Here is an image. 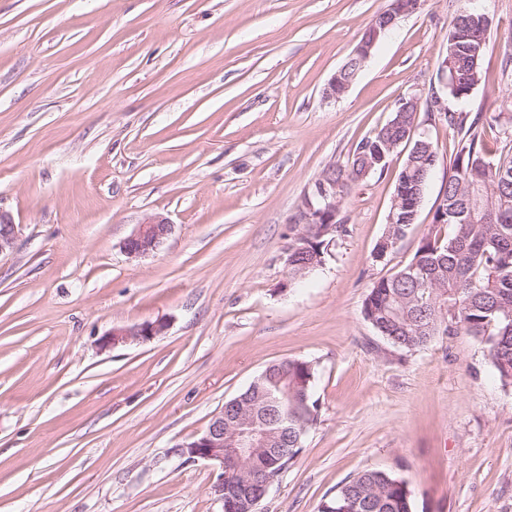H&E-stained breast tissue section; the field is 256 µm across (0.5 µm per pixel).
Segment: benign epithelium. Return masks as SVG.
Returning <instances> with one entry per match:
<instances>
[{
  "mask_svg": "<svg viewBox=\"0 0 512 512\" xmlns=\"http://www.w3.org/2000/svg\"><path fill=\"white\" fill-rule=\"evenodd\" d=\"M404 11V2L395 0L386 10L382 25L372 24L371 32L356 44L350 56L367 61L380 32L394 25ZM336 206V183L320 178L315 182L312 194L305 198L304 206L299 213L300 223L316 225V237L321 238L335 228ZM172 231L173 224L168 218L159 214L151 215L125 239L124 252L130 258L145 256L157 250ZM19 234L20 225L14 223L9 213L0 210V255L13 248ZM166 328L167 324L163 320L114 328L104 339L103 345L114 347L130 341H148L160 335ZM181 448L189 458L205 461L217 472L212 491L224 503V509L228 512H233L248 498L253 473L259 470L267 471V461L273 460L283 452L281 448H264L260 441L243 439L240 441V447L234 452L224 454L222 411L212 417L203 433L182 444Z\"/></svg>",
  "mask_w": 512,
  "mask_h": 512,
  "instance_id": "benign-epithelium-1",
  "label": "benign epithelium"
}]
</instances>
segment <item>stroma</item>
Masks as SVG:
<instances>
[{"label":"stroma","instance_id":"1","mask_svg":"<svg viewBox=\"0 0 512 512\" xmlns=\"http://www.w3.org/2000/svg\"><path fill=\"white\" fill-rule=\"evenodd\" d=\"M492 20L481 115L491 160L512 128V0H424L348 92L322 91L389 0H0V512H223L216 473L181 444L268 365L311 361L318 420L259 512H318L365 469L404 478L413 512H512V386L462 331L413 350L365 319L373 283L434 235L457 149L439 153L416 222L384 255L395 179L354 186L322 267L290 282L284 250L315 182L402 96L440 91L453 17ZM174 225L153 253L124 240ZM163 320L145 342L112 329ZM20 234V224H15L12 216L0 210V256L14 246ZM167 217L156 214L145 219L123 243L124 252L131 258H139L157 250L173 231Z\"/></svg>","mask_w":512,"mask_h":512}]
</instances>
